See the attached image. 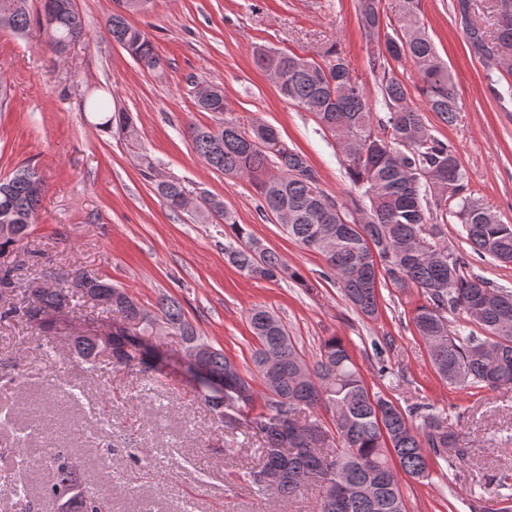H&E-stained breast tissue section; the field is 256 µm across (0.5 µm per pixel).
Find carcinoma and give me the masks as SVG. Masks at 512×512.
Instances as JSON below:
<instances>
[{
  "label": "carcinoma",
  "instance_id": "1",
  "mask_svg": "<svg viewBox=\"0 0 512 512\" xmlns=\"http://www.w3.org/2000/svg\"><path fill=\"white\" fill-rule=\"evenodd\" d=\"M52 2L53 11L45 19L31 16L28 0H0V28L24 34L36 25L58 55L81 41L86 30L74 0ZM402 2L405 11L397 15L393 34L386 36L384 48L369 54L370 70L379 81L378 110L336 50L327 52L321 63L266 47L253 52L260 70L283 76L277 87L280 96L312 113L336 140L348 178L359 191V199L351 200L345 211L360 214L359 219L338 223L336 202L319 187L306 155L288 146L273 127L255 124L247 130L226 115L224 89L218 84L195 88L194 99L199 111L222 114L224 121L215 127L193 125L189 138L210 168L226 176L246 177L258 186L262 212L288 215V223L282 225L288 238L325 257L327 277L335 279L345 299L364 317L378 316L379 290L388 284L421 290L425 302L415 308L411 321L442 380L461 387L512 388V291L468 271L467 259L448 249L439 218L453 205L474 251L506 265L512 264V225L472 196L454 150L431 134L410 103L409 89L393 67L403 60L414 66L428 110L448 123L457 118L455 79L420 25L419 0ZM499 2L495 35L488 36L476 25L466 30L468 43H478L486 51L497 40L512 47V0ZM355 9L366 38H371L382 24L381 0H356ZM106 26L112 40L141 69L156 77L164 74L165 64L153 41L126 16L114 13ZM89 107L105 113L103 131L127 140L138 137L128 114L111 111L108 100L95 98ZM423 171L442 172L443 186L421 178ZM154 186L174 212L180 211L177 200L193 193L175 176ZM44 191L43 179L31 167L18 168L0 180V224L17 227L15 237L0 240V250L27 237ZM194 217L201 224L223 223L230 228L231 235L224 236V256L243 275L304 282L277 252L236 222L224 199L202 193ZM77 278L94 293V305L136 320L141 335L176 331L185 343L204 349L205 367L224 380V391H205L200 400L232 436L225 456L240 454L235 437L257 438L258 456L245 482L258 498H267L264 482L274 477L279 479V503L317 487L315 512H408L402 478H430L433 461L447 460L450 448L458 459H465L464 438L445 426L440 416L421 413L417 407L405 411L371 393L339 336L322 343L312 364L279 318L263 308L251 309L249 326L259 344L252 361L265 386L260 394L249 374L198 336L176 302L147 311L110 281L85 272ZM35 297L34 309L44 315V327L51 325L53 314L87 301L83 290L70 284L40 288ZM450 312L464 314L481 334L450 329ZM70 342L89 371L104 358L120 367L146 364L145 358L128 353L127 341L119 337L110 346L92 336H76ZM309 409L332 413L335 432H329L318 416L302 417ZM325 453L338 459L336 475L342 486L336 490L333 474L320 464ZM51 466L53 477L43 495L58 504L59 512H96L97 504L109 503L83 480L81 460L71 450L56 451Z\"/></svg>",
  "mask_w": 512,
  "mask_h": 512
}]
</instances>
